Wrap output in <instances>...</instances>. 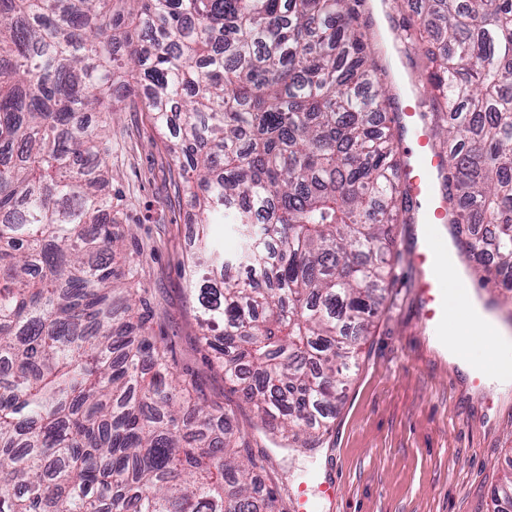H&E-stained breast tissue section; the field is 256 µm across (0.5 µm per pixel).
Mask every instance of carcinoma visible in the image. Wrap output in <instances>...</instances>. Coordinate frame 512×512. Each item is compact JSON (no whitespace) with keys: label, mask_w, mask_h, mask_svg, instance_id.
<instances>
[{"label":"carcinoma","mask_w":512,"mask_h":512,"mask_svg":"<svg viewBox=\"0 0 512 512\" xmlns=\"http://www.w3.org/2000/svg\"><path fill=\"white\" fill-rule=\"evenodd\" d=\"M363 3L0 0V512H283L268 455L241 454L235 411L168 362L126 287L144 257L104 192L113 100L140 77L182 154L198 348L283 447L316 448L413 208ZM415 10L399 37H430L450 235L511 292L512 0Z\"/></svg>","instance_id":"obj_1"}]
</instances>
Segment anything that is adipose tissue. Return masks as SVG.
Masks as SVG:
<instances>
[{
    "label": "adipose tissue",
    "mask_w": 512,
    "mask_h": 512,
    "mask_svg": "<svg viewBox=\"0 0 512 512\" xmlns=\"http://www.w3.org/2000/svg\"><path fill=\"white\" fill-rule=\"evenodd\" d=\"M466 335L478 337L487 347L488 357H474L462 343ZM448 360L485 384L503 388L512 386V379L503 376L500 371L502 361H512V336L508 335L495 314L477 299H468L462 325L458 332L448 336Z\"/></svg>",
    "instance_id": "1"
}]
</instances>
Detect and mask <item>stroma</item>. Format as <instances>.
<instances>
[{"instance_id": "1", "label": "stroma", "mask_w": 512, "mask_h": 512, "mask_svg": "<svg viewBox=\"0 0 512 512\" xmlns=\"http://www.w3.org/2000/svg\"><path fill=\"white\" fill-rule=\"evenodd\" d=\"M142 93L130 83L112 119V216L134 228L127 251L148 255L138 281L156 310L152 332L179 368L196 374L203 393L228 404L254 434L252 451L269 456L284 495L306 494L316 512H494V492L512 475V391L468 377L433 348L408 262L419 224L399 229L395 285L361 343L321 447L283 448L259 432L252 404L197 349L198 302L183 274L196 211L175 194L164 132L130 109ZM326 479L340 481L337 501L322 498Z\"/></svg>"}]
</instances>
